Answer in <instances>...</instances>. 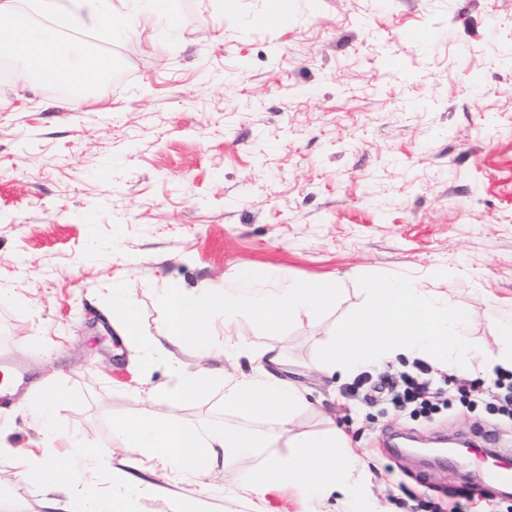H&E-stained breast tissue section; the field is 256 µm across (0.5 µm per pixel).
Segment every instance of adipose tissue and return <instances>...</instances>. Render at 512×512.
<instances>
[{
  "instance_id": "obj_1",
  "label": "adipose tissue",
  "mask_w": 512,
  "mask_h": 512,
  "mask_svg": "<svg viewBox=\"0 0 512 512\" xmlns=\"http://www.w3.org/2000/svg\"><path fill=\"white\" fill-rule=\"evenodd\" d=\"M36 6L63 13L76 27L99 17L113 25L120 21L113 0H37ZM0 26L24 30L18 49L54 83L86 86L104 73L105 61L95 57L74 64L68 47L51 30L27 25L14 0H0ZM369 291L370 304L351 318L327 348L324 369L329 376L342 380L375 361L419 356L430 357L437 367L459 374L470 373L475 366L485 377L498 368L512 370V323L498 325V350L475 349L461 338L471 318L468 311L434 304L427 291L415 284L377 280ZM160 300L167 319L162 326L165 340L156 343V354L167 355L168 344L185 340L203 361L197 370L177 374L168 392L173 400H189L212 385L215 372L207 367V360L238 357L241 348L232 335L218 337L209 300L191 297L175 286L164 288ZM334 301V289L303 280H291L262 293L234 285L222 298L225 317L244 312L257 322L279 325L288 323L299 309L319 317ZM249 360L256 365L254 372L225 377L224 399L257 417L261 428L246 433L227 430L204 439L177 418L146 409L121 424L128 448L157 452L164 462L199 479L211 477L218 465H235L245 468L247 485L258 491L287 486L308 495L317 506H333L334 512H354L352 503L358 499L365 512H386L369 496L364 462L336 425H329L318 439L294 434L278 441L290 412L309 408L311 402L306 389L285 375L281 354L275 348L252 353ZM256 451L264 456L258 467L251 464ZM74 458L56 456L24 474L25 480L51 490L48 512H78L69 491Z\"/></svg>"
}]
</instances>
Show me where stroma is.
I'll use <instances>...</instances> for the list:
<instances>
[{
    "instance_id": "1",
    "label": "stroma",
    "mask_w": 512,
    "mask_h": 512,
    "mask_svg": "<svg viewBox=\"0 0 512 512\" xmlns=\"http://www.w3.org/2000/svg\"><path fill=\"white\" fill-rule=\"evenodd\" d=\"M169 28L31 25L110 63L79 103L49 92L18 57L0 81V352L28 386L0 407V512H47L46 487L21 479L75 447L72 495L125 473L149 481L130 512H309L285 488L255 494L234 466L205 482L131 470L120 420L177 415L203 435L257 420L224 404V385L174 404L190 343L151 353L166 319L163 286L219 300L242 278L259 288L307 280L336 290L319 319L280 327L236 319L245 350L273 346L311 392L293 433L334 420L391 512H431L475 483L485 457L439 466L391 452L393 438H461L512 458V420L459 403L429 414L344 396L321 361L370 300L371 282H417L469 310L473 345L496 349L488 316L512 305V0H166ZM132 301L135 333L115 329L112 285ZM53 388L48 417L28 401Z\"/></svg>"
}]
</instances>
